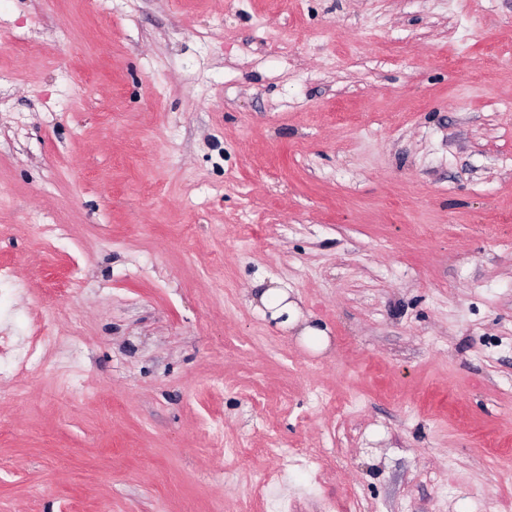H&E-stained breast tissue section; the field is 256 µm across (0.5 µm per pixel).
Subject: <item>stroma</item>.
Segmentation results:
<instances>
[{
    "instance_id": "obj_1",
    "label": "stroma",
    "mask_w": 512,
    "mask_h": 512,
    "mask_svg": "<svg viewBox=\"0 0 512 512\" xmlns=\"http://www.w3.org/2000/svg\"><path fill=\"white\" fill-rule=\"evenodd\" d=\"M1 272L0 512H512V0H0ZM254 301H259L264 307L274 309V315L280 316L283 313L289 315L286 324H291L292 328L299 327V319L292 311V307L286 301L288 293L278 288H254ZM298 336L304 341L314 343L317 349H326L329 346V338L324 330L314 325L301 323Z\"/></svg>"
}]
</instances>
